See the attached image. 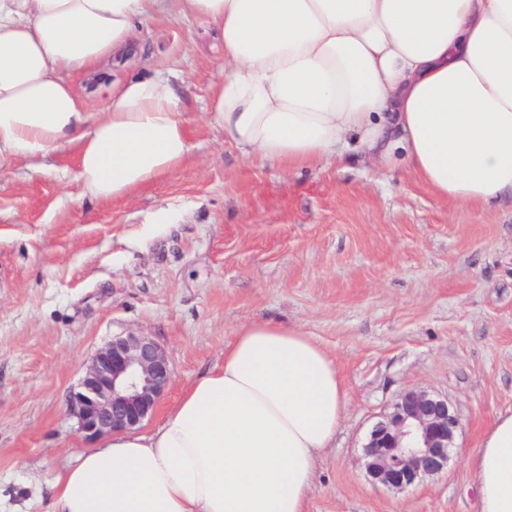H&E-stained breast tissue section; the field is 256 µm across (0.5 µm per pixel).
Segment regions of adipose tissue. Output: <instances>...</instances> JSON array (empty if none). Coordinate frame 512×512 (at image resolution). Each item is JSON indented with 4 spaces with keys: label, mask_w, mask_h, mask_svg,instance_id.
I'll use <instances>...</instances> for the list:
<instances>
[{
    "label": "adipose tissue",
    "mask_w": 512,
    "mask_h": 512,
    "mask_svg": "<svg viewBox=\"0 0 512 512\" xmlns=\"http://www.w3.org/2000/svg\"><path fill=\"white\" fill-rule=\"evenodd\" d=\"M171 14L223 36L207 110L249 160L401 158L439 198L512 196V0H0V161L79 144L97 201L178 167L191 143L174 76L109 80L138 25ZM343 399L315 338L244 325L156 430L111 434L60 473L52 512H306ZM471 461L481 512H512V413Z\"/></svg>",
    "instance_id": "1"
}]
</instances>
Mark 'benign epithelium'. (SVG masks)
<instances>
[{"mask_svg": "<svg viewBox=\"0 0 512 512\" xmlns=\"http://www.w3.org/2000/svg\"><path fill=\"white\" fill-rule=\"evenodd\" d=\"M171 378L170 360L153 337L137 331L113 337L70 394L78 430L93 438L140 428L154 415ZM459 426L447 399L424 389L403 392L367 433V478L405 490L447 470Z\"/></svg>", "mask_w": 512, "mask_h": 512, "instance_id": "benign-epithelium-1", "label": "benign epithelium"}]
</instances>
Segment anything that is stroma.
<instances>
[{
    "instance_id": "obj_1",
    "label": "stroma",
    "mask_w": 512,
    "mask_h": 512,
    "mask_svg": "<svg viewBox=\"0 0 512 512\" xmlns=\"http://www.w3.org/2000/svg\"><path fill=\"white\" fill-rule=\"evenodd\" d=\"M167 68L187 82L192 149L157 182L86 198L75 144L0 162V512H50L54 478L92 445L69 393L112 337L144 332L170 359L147 434L261 320L315 337L344 385L307 512H480L470 457L512 411V197L445 201L371 158L250 162L205 110L222 36L200 19L145 23L112 78ZM413 387L453 406L454 457L410 489L372 484L365 436Z\"/></svg>"
}]
</instances>
